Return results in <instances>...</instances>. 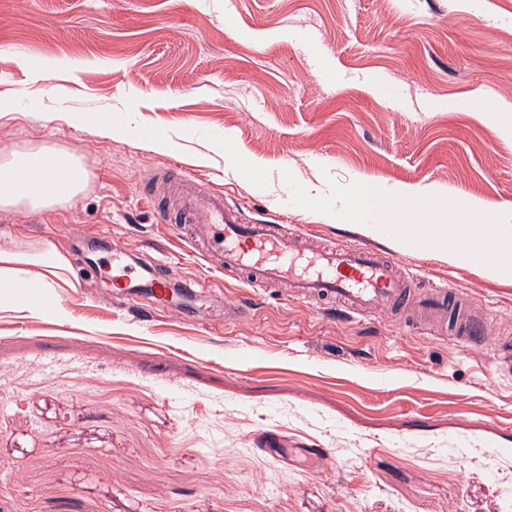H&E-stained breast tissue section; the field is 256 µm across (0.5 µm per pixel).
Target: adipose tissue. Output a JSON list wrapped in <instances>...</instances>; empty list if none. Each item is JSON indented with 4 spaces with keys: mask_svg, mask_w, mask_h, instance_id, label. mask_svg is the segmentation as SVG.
Segmentation results:
<instances>
[{
    "mask_svg": "<svg viewBox=\"0 0 512 512\" xmlns=\"http://www.w3.org/2000/svg\"><path fill=\"white\" fill-rule=\"evenodd\" d=\"M87 172L71 153L44 148L15 152L0 163V207L41 208L72 201L84 189ZM37 272H30V265ZM69 261L52 243L22 246L10 236L0 237V307H20L21 289L54 297L58 272Z\"/></svg>",
    "mask_w": 512,
    "mask_h": 512,
    "instance_id": "1",
    "label": "adipose tissue"
}]
</instances>
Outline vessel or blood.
I'll return each instance as SVG.
<instances>
[{"instance_id": "obj_1", "label": "vessel or blood", "mask_w": 512, "mask_h": 512, "mask_svg": "<svg viewBox=\"0 0 512 512\" xmlns=\"http://www.w3.org/2000/svg\"><path fill=\"white\" fill-rule=\"evenodd\" d=\"M153 186L163 189L168 198L158 221L168 226L172 243H201L205 254L218 257L224 272L244 273L266 285L288 283L294 297L303 302L341 301V312L348 317L390 309L405 313L410 324L451 334L466 344L487 341L466 300L453 298L447 288L416 297L417 275L402 272L393 255L359 244L313 247L285 225L245 222L223 192L196 181H169L161 175ZM112 283L129 295L147 288L156 307L184 318L204 306L196 289L175 293L169 277L156 275L149 266L133 268L119 251L112 254Z\"/></svg>"}]
</instances>
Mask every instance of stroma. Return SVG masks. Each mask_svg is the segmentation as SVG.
Wrapping results in <instances>:
<instances>
[{"instance_id": "35a3bbf8", "label": "stroma", "mask_w": 512, "mask_h": 512, "mask_svg": "<svg viewBox=\"0 0 512 512\" xmlns=\"http://www.w3.org/2000/svg\"><path fill=\"white\" fill-rule=\"evenodd\" d=\"M461 98L508 111L447 109ZM0 99V161L52 147L89 173L70 203L0 209L1 234L70 262L64 319L0 311V473L28 476L0 480V512H512V275L295 206L283 178L438 187L512 214V0H0ZM75 112L128 114L134 133ZM156 129L175 152L151 149ZM170 167L245 221L378 245L422 287L467 296L489 342L386 311L333 318L188 243L172 274L211 309L141 316L146 298L111 291L112 252L166 247L141 192ZM243 297L251 315L213 332ZM73 121L77 124L93 131H105L108 135H126L131 129L125 125L126 118H113L112 113L98 115L96 113L78 112L73 116Z\"/></svg>"}]
</instances>
